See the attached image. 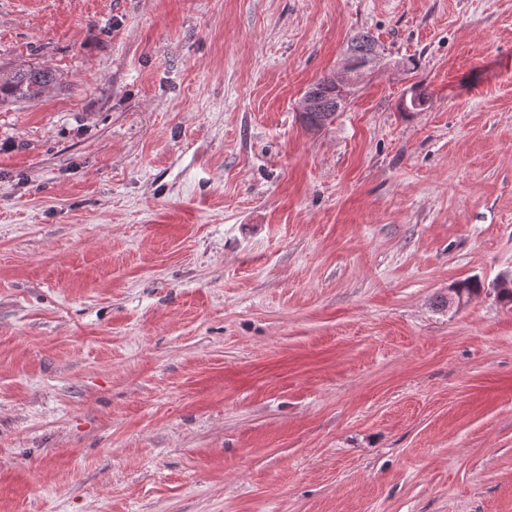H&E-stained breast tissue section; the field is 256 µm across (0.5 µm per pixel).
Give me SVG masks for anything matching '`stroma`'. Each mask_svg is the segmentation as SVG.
Here are the masks:
<instances>
[{
  "label": "stroma",
  "mask_w": 512,
  "mask_h": 512,
  "mask_svg": "<svg viewBox=\"0 0 512 512\" xmlns=\"http://www.w3.org/2000/svg\"><path fill=\"white\" fill-rule=\"evenodd\" d=\"M24 65L0 512H512V0H0ZM375 48H377L375 39L368 32H362L350 40L346 51H348L351 59L357 62H365L371 59ZM375 64L376 59L365 67L357 68L350 62L348 56L344 58L341 71L336 76V86L332 77L327 76L314 83L304 94V97L309 98L314 103L313 111L309 112L312 102L306 100L300 102L301 114L307 112L302 117L304 122L311 128H322L333 123L338 112H343L347 105V102L337 101L338 95L347 101L354 94L362 72ZM324 122H327V124ZM52 71L42 67L27 66L11 70L0 77V100L34 99L42 95L55 82Z\"/></svg>",
  "instance_id": "1"
}]
</instances>
